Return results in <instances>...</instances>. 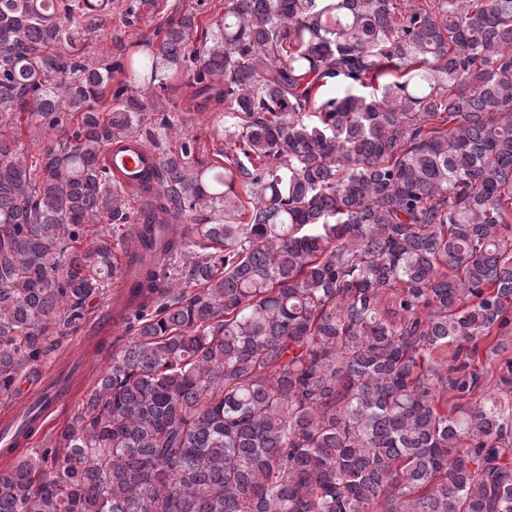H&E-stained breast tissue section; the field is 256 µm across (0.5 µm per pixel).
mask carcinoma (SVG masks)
Wrapping results in <instances>:
<instances>
[{
  "mask_svg": "<svg viewBox=\"0 0 512 512\" xmlns=\"http://www.w3.org/2000/svg\"><path fill=\"white\" fill-rule=\"evenodd\" d=\"M93 8L0 0V114L65 132L35 158L0 139L5 397L117 270L100 148L162 111L194 26L114 87L78 49ZM217 27L197 107L232 145L216 171L166 150L155 197L194 217L168 247L186 285L147 272L134 336L28 428L0 512H512V402L448 405L478 377L445 359L512 324V0H226Z\"/></svg>",
  "mask_w": 512,
  "mask_h": 512,
  "instance_id": "obj_1",
  "label": "carcinoma"
}]
</instances>
